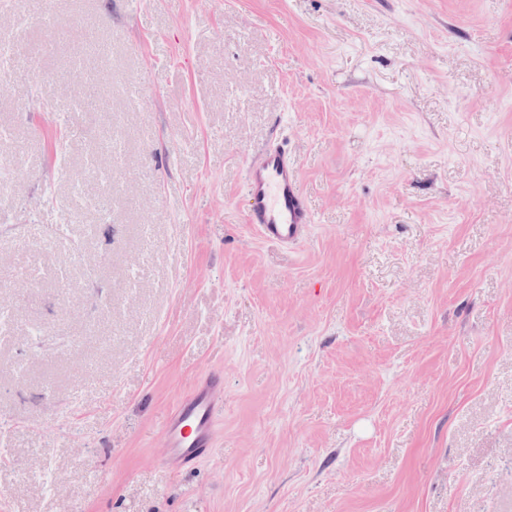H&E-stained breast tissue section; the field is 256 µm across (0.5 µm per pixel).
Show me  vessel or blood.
Returning a JSON list of instances; mask_svg holds the SVG:
<instances>
[{"label": "vessel or blood", "mask_w": 512, "mask_h": 512, "mask_svg": "<svg viewBox=\"0 0 512 512\" xmlns=\"http://www.w3.org/2000/svg\"><path fill=\"white\" fill-rule=\"evenodd\" d=\"M244 183L249 198L245 222L262 241L283 247L305 241L313 214L298 164L284 145L273 143L255 154L245 166ZM223 414L224 376L211 370L171 407L160 433L165 446L160 465L187 471L213 457Z\"/></svg>", "instance_id": "b4317fda"}]
</instances>
